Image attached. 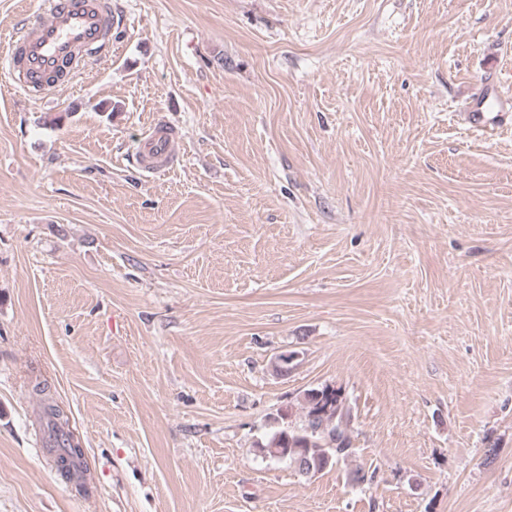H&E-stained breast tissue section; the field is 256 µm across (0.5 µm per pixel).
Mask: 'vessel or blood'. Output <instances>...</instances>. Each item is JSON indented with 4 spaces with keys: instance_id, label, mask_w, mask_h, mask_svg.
<instances>
[{
    "instance_id": "b4317fda",
    "label": "vessel or blood",
    "mask_w": 512,
    "mask_h": 512,
    "mask_svg": "<svg viewBox=\"0 0 512 512\" xmlns=\"http://www.w3.org/2000/svg\"><path fill=\"white\" fill-rule=\"evenodd\" d=\"M123 23V16L112 9V0H50L44 12L12 38L6 61L18 85L37 92L42 78L64 63H78L87 53H110L112 30ZM179 141L170 126L157 123L150 135L140 139L135 161L152 173L174 168L182 160Z\"/></svg>"
}]
</instances>
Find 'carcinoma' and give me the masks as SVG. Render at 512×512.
<instances>
[{
    "label": "carcinoma",
    "mask_w": 512,
    "mask_h": 512,
    "mask_svg": "<svg viewBox=\"0 0 512 512\" xmlns=\"http://www.w3.org/2000/svg\"><path fill=\"white\" fill-rule=\"evenodd\" d=\"M302 401L303 419L296 422L289 411L279 412L262 448L269 458L285 461L299 475L312 478L352 454L347 433L352 414L342 391L331 385L306 390ZM44 414L53 437L61 435L66 440L64 445L55 444L53 448L56 470L69 480L76 463L84 459V453L76 450L78 439L69 429L68 417L61 406L49 401Z\"/></svg>",
    "instance_id": "cac0c4a2"
}]
</instances>
